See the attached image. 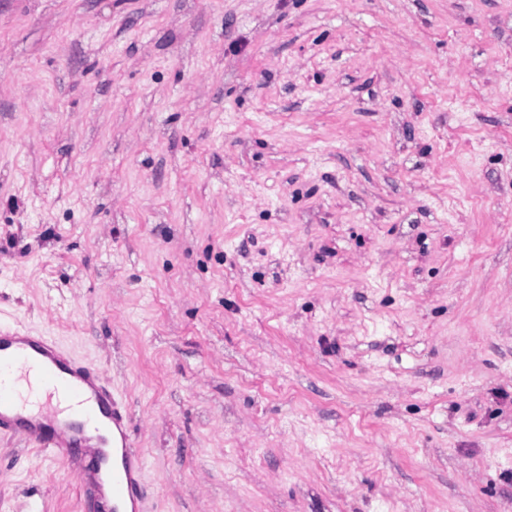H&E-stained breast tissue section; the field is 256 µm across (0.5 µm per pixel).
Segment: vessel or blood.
Wrapping results in <instances>:
<instances>
[{
  "label": "vessel or blood",
  "mask_w": 512,
  "mask_h": 512,
  "mask_svg": "<svg viewBox=\"0 0 512 512\" xmlns=\"http://www.w3.org/2000/svg\"><path fill=\"white\" fill-rule=\"evenodd\" d=\"M0 435L63 460L79 479L89 512H147L145 468L132 446L130 416L99 367L69 359L49 336L23 325L0 329ZM38 396L29 409V396Z\"/></svg>",
  "instance_id": "1"
}]
</instances>
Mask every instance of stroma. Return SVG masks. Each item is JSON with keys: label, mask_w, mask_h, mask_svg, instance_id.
Returning <instances> with one entry per match:
<instances>
[{"label": "stroma", "mask_w": 512, "mask_h": 512, "mask_svg": "<svg viewBox=\"0 0 512 512\" xmlns=\"http://www.w3.org/2000/svg\"><path fill=\"white\" fill-rule=\"evenodd\" d=\"M19 322L151 512H512V0H0ZM0 512L86 510L6 436Z\"/></svg>", "instance_id": "35a3bbf8"}]
</instances>
